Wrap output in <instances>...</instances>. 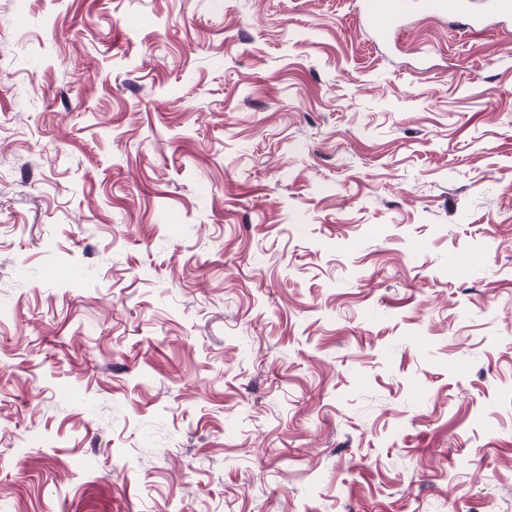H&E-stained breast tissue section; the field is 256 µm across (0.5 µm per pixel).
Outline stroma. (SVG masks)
<instances>
[{
	"label": "stroma",
	"instance_id": "obj_1",
	"mask_svg": "<svg viewBox=\"0 0 512 512\" xmlns=\"http://www.w3.org/2000/svg\"><path fill=\"white\" fill-rule=\"evenodd\" d=\"M0 512H512V20L0 0Z\"/></svg>",
	"mask_w": 512,
	"mask_h": 512
}]
</instances>
